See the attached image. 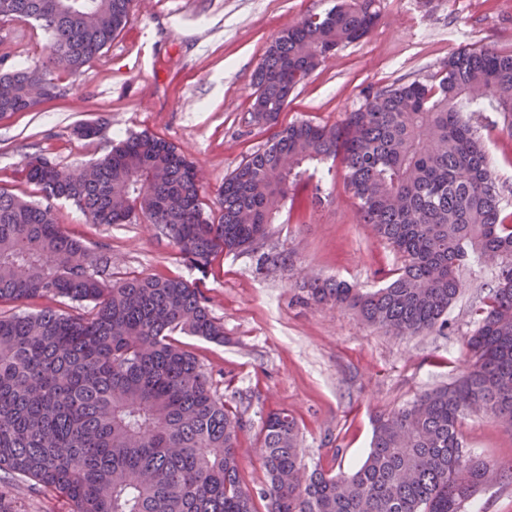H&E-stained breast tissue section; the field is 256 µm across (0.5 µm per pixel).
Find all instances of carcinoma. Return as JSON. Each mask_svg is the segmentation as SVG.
<instances>
[{
    "mask_svg": "<svg viewBox=\"0 0 512 512\" xmlns=\"http://www.w3.org/2000/svg\"><path fill=\"white\" fill-rule=\"evenodd\" d=\"M134 0H0V21H34L48 63L0 73V117L32 112L112 42ZM378 0H336L282 30L254 78L250 121L275 128L228 177L219 213L202 207L193 164L166 139L128 136L87 168L43 155L25 163L46 198L73 202L94 224L140 219L201 273L220 253L249 252L258 268L287 265L267 246L280 205L313 174L344 171L359 222L401 258L365 291L314 278L308 300L350 308L397 336L431 332L461 290L460 267L494 264L459 379L373 418L365 461L351 472H300L295 418L272 412L258 434L266 484L243 483L242 414L177 337L224 342L201 290L179 277L112 276V256L57 224L51 206L0 188V304L40 297L84 313L0 314V471L32 480L71 512H462L490 478L466 459L460 431L473 411L512 429V224L472 114L495 112L512 131V54L452 53L420 81L370 92L334 124L278 125L289 97L342 47L378 23Z\"/></svg>",
    "mask_w": 512,
    "mask_h": 512,
    "instance_id": "cac0c4a2",
    "label": "carcinoma"
}]
</instances>
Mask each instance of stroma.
Wrapping results in <instances>:
<instances>
[{"label": "stroma", "mask_w": 512, "mask_h": 512, "mask_svg": "<svg viewBox=\"0 0 512 512\" xmlns=\"http://www.w3.org/2000/svg\"><path fill=\"white\" fill-rule=\"evenodd\" d=\"M334 0H135L112 42L79 74L59 80V96L33 112L0 118V188L36 199L20 170L42 154L80 169L114 141L146 131L166 138L200 171L202 197L218 206L224 179L271 131L251 124V83L273 36ZM381 19L360 41L323 63L290 97L280 124L333 123L364 94L433 75L449 55L468 47L512 53V0H379ZM46 38L32 22H0V70L45 62ZM512 214V132L493 112L474 117ZM98 124L97 138L79 127ZM324 201L283 203L270 243L290 253L288 265L261 270L253 254L222 255L207 276L186 262L151 224H94L71 202L51 206L58 224L112 257L114 277H180L196 283L224 325L216 344L182 343L211 373L218 394L244 409L241 476L252 490L265 483L256 433L268 412L285 409L300 429L306 468L350 470L366 458L372 418L450 383L469 370L465 340L474 310L492 284L491 264L465 271L448 324L420 336H393L352 310L306 303L304 278L335 277L377 288L399 259L356 216L342 173L319 165ZM468 455L494 470L464 512H512V431L487 413L462 424ZM0 500L11 512H69L29 480L4 477Z\"/></svg>", "instance_id": "stroma-1"}]
</instances>
